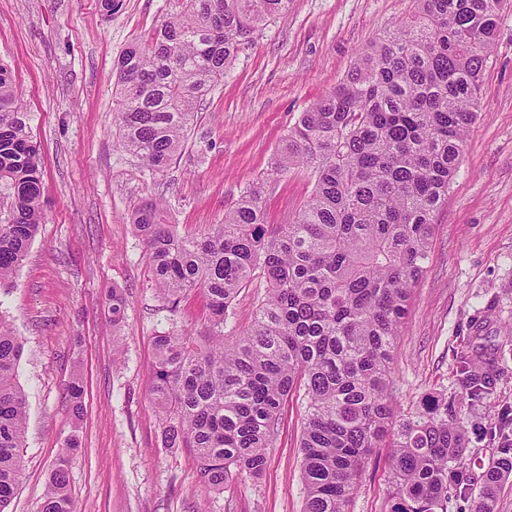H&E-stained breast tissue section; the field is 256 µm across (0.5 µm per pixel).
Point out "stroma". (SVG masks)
<instances>
[{
    "label": "stroma",
    "instance_id": "stroma-1",
    "mask_svg": "<svg viewBox=\"0 0 512 512\" xmlns=\"http://www.w3.org/2000/svg\"><path fill=\"white\" fill-rule=\"evenodd\" d=\"M413 0H291L243 46L207 95L167 172L154 174L120 146L112 126L116 56L147 39L166 0H0V62L30 114L40 147L45 222L13 288L0 290V318L23 342L17 382L27 398L22 471L7 512H40L55 464L69 453L75 512H304L299 437L304 405L290 396L260 476L205 490L194 449L162 444L148 395L154 338L203 331V292L165 308L132 211L163 200L168 223L193 233L224 221L243 191L266 184L267 223H284L307 200L306 169L273 175L289 129L331 90L355 57ZM429 258L411 292L394 352L400 413L426 398L453 399L455 355L476 321L492 336L512 325V9L503 12L483 70L480 117L471 126L448 197L436 212ZM127 299L112 325L113 289ZM494 398L465 409L469 447L488 464L491 433L512 408V342L502 345ZM83 382L73 418L69 387ZM77 437L79 446L67 450ZM388 449L367 463L349 512H391Z\"/></svg>",
    "mask_w": 512,
    "mask_h": 512
}]
</instances>
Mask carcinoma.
<instances>
[{
    "mask_svg": "<svg viewBox=\"0 0 512 512\" xmlns=\"http://www.w3.org/2000/svg\"><path fill=\"white\" fill-rule=\"evenodd\" d=\"M291 0H168L167 18L113 62V123L121 145L164 173L183 148L198 107L252 41ZM354 59L347 75L301 113L271 163L278 175L309 168L315 185L286 224L264 219L265 184L251 185L224 222L180 234L149 200L132 224L147 247L156 290L176 309L205 294L199 337L155 336L150 387L166 448H192L202 482L222 489L267 463L283 407L304 391L300 452L305 512H348L365 463L390 441L392 512H448V492L471 512H493L512 476V442L481 474L470 471L461 413L427 400L393 406L397 337L428 258L433 217L462 161L478 117L482 72L512 0H416ZM39 145L0 63V185L12 210L0 219V288L13 286L39 224ZM266 283L251 328L225 331L228 311L253 280ZM112 324L126 298L112 289ZM456 353L460 397L497 393L492 337ZM23 345L0 320V512L21 474L26 397L16 382ZM72 437L47 484L41 512H74L68 491Z\"/></svg>",
    "mask_w": 512,
    "mask_h": 512,
    "instance_id": "1",
    "label": "carcinoma"
}]
</instances>
